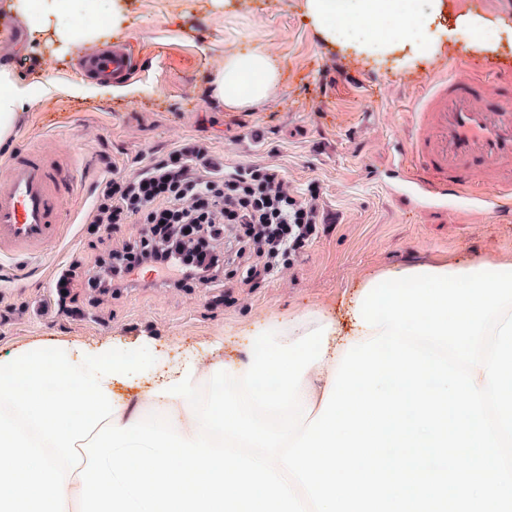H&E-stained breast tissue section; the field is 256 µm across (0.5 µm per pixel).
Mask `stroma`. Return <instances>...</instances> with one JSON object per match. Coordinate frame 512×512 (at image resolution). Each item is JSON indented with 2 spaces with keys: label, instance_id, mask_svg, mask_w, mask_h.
<instances>
[{
  "label": "stroma",
  "instance_id": "obj_1",
  "mask_svg": "<svg viewBox=\"0 0 512 512\" xmlns=\"http://www.w3.org/2000/svg\"><path fill=\"white\" fill-rule=\"evenodd\" d=\"M305 0H124L125 19L105 41L136 39L141 71L103 96L74 73L77 54L32 44L18 21L0 33V65L20 74L29 99L16 114L12 138L0 157L27 146L67 155L80 170L82 191L66 201L60 241L39 258L0 267V358L35 338L88 341L149 334L178 351L206 339L242 336L261 321L321 309L340 316L343 302L367 276L418 263L512 258V223L485 217L456 224L444 214L419 215L387 196L382 180L390 151L403 135L405 106L459 42L470 44L469 73L512 83V0H443L437 20L455 37L409 68L372 64L325 42L308 19ZM481 16L487 40L475 43L456 30L463 14ZM257 49L279 70L263 101L225 107L212 77L234 53ZM61 92L47 95V81ZM83 86L80 96L69 86ZM195 140L225 165L256 163L282 169L298 194L317 186L325 218L318 235L272 279L250 287L229 273L211 287L169 288L136 284L109 294L87 278L112 251L138 240L139 224L93 231L82 219L93 188L116 168L129 174L157 153ZM69 288L59 296L56 272Z\"/></svg>",
  "mask_w": 512,
  "mask_h": 512
}]
</instances>
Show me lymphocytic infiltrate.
<instances>
[{"label": "lymphocytic infiltrate", "instance_id": "f902f5d3", "mask_svg": "<svg viewBox=\"0 0 512 512\" xmlns=\"http://www.w3.org/2000/svg\"><path fill=\"white\" fill-rule=\"evenodd\" d=\"M318 200L314 188L297 198L277 166H227L201 143L186 141L134 173L99 181L87 223L105 230L137 222L144 234L113 252L87 284L105 293L151 272L161 285L205 286L227 264L241 268L244 282L271 279L317 236Z\"/></svg>", "mask_w": 512, "mask_h": 512}]
</instances>
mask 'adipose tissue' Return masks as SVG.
Segmentation results:
<instances>
[{"label":"adipose tissue","mask_w":512,"mask_h":512,"mask_svg":"<svg viewBox=\"0 0 512 512\" xmlns=\"http://www.w3.org/2000/svg\"><path fill=\"white\" fill-rule=\"evenodd\" d=\"M441 0H305L306 14L330 44L350 48L401 67L436 54L441 46L432 24ZM8 10L28 22L32 35L50 36L60 52L99 40L100 28L75 29L74 19L101 13L120 26V0H8ZM412 23L408 40H393L388 31L399 16ZM279 78L266 54L252 50L226 58L213 79L215 95L225 106L244 108L266 99ZM29 98V88L12 67L0 66V142L9 138L16 113ZM281 344L331 324L327 353L304 375L301 395L320 410L338 359L350 341H367L373 330L357 321L332 319L321 310L279 317ZM138 351L131 360L129 351ZM210 364L230 362L236 375L247 370V358L227 360L220 340L200 342L188 357H169L156 337L142 334L88 342L79 338L36 339L0 361V507L6 512H80L82 483L77 473L87 457L82 449L101 426L127 424L142 417L145 405L175 415L181 438L193 440L198 429L182 400L152 396L161 384L180 378L187 358ZM59 382L48 390V378Z\"/></svg>","instance_id":"ef3b65f1"}]
</instances>
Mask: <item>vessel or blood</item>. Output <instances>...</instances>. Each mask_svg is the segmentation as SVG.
<instances>
[{"label": "vessel or blood", "mask_w": 512, "mask_h": 512, "mask_svg": "<svg viewBox=\"0 0 512 512\" xmlns=\"http://www.w3.org/2000/svg\"><path fill=\"white\" fill-rule=\"evenodd\" d=\"M87 79L120 82L139 71L126 41L76 62ZM406 139L393 147L386 192L415 212L466 223L512 222V85L441 75L408 104ZM79 190L67 157L23 148L0 175V258L34 256L62 236V205Z\"/></svg>", "instance_id": "b4317fda"}]
</instances>
